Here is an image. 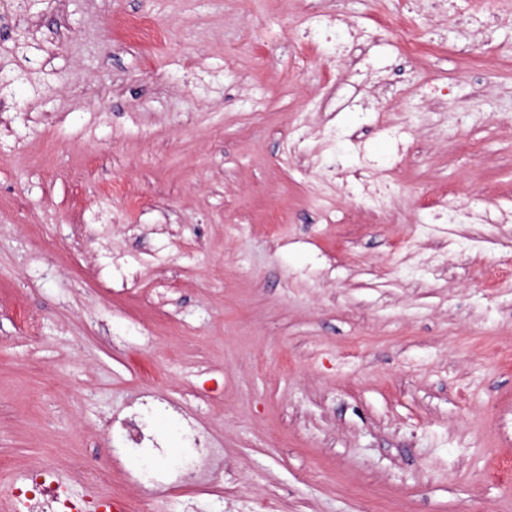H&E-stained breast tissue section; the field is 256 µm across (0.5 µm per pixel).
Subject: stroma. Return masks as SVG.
<instances>
[{
    "label": "stroma",
    "mask_w": 512,
    "mask_h": 512,
    "mask_svg": "<svg viewBox=\"0 0 512 512\" xmlns=\"http://www.w3.org/2000/svg\"><path fill=\"white\" fill-rule=\"evenodd\" d=\"M9 3L0 512L35 468L87 512H512V0ZM148 387L219 483L163 482V410L166 456L75 479Z\"/></svg>",
    "instance_id": "1"
}]
</instances>
